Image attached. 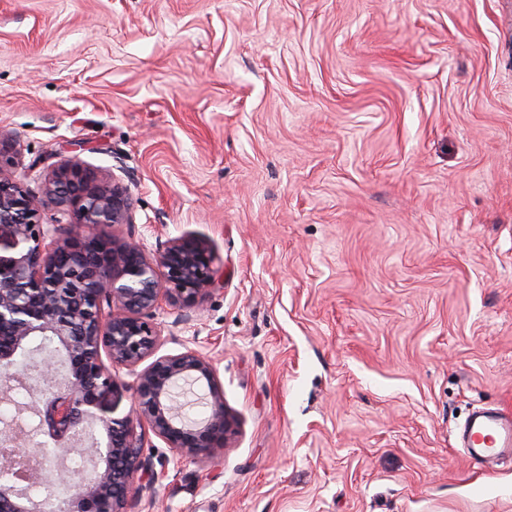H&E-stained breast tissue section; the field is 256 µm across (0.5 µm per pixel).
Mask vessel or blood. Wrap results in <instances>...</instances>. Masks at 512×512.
Listing matches in <instances>:
<instances>
[{"label": "vessel or blood", "mask_w": 512, "mask_h": 512, "mask_svg": "<svg viewBox=\"0 0 512 512\" xmlns=\"http://www.w3.org/2000/svg\"><path fill=\"white\" fill-rule=\"evenodd\" d=\"M462 441L469 456L480 459L512 449V416L496 409L473 412L463 427Z\"/></svg>", "instance_id": "b4317fda"}]
</instances>
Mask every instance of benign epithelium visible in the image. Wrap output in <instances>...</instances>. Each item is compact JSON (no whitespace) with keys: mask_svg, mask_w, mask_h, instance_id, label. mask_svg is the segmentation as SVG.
Segmentation results:
<instances>
[{"mask_svg":"<svg viewBox=\"0 0 512 512\" xmlns=\"http://www.w3.org/2000/svg\"><path fill=\"white\" fill-rule=\"evenodd\" d=\"M0 143V397L37 383L60 392L45 410L19 405L0 420V512H47V501L30 495L48 468L65 476L66 456L79 447L86 472L67 481L71 494L60 512H125L133 479L156 484L158 473L142 457L144 422L166 445L189 455H207L216 442L236 433L212 362L193 349L157 355L162 329L155 322L164 301L194 305L216 285L208 244L183 236L152 255L112 235L132 223L127 187L96 176L76 159L64 161L45 180L37 199L14 177ZM56 208L69 217L65 227L41 223V211ZM35 336L64 351L24 367ZM110 365H105L102 356ZM152 359L143 369L138 366ZM133 377L128 384L112 368ZM206 386L209 407L201 420L184 416L177 397ZM133 391L129 411L120 414L124 393ZM27 412L40 417L56 442L53 452L33 451L29 433L15 424ZM107 442L93 437L95 427Z\"/></svg>","mask_w":512,"mask_h":512,"instance_id":"1","label":"benign epithelium"}]
</instances>
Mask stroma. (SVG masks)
I'll list each match as a JSON object with an SVG mask.
<instances>
[{"mask_svg": "<svg viewBox=\"0 0 512 512\" xmlns=\"http://www.w3.org/2000/svg\"><path fill=\"white\" fill-rule=\"evenodd\" d=\"M0 143L126 186L113 233L219 278L160 354L217 370L211 457L143 430L126 512H512V0H0ZM463 447L468 455L485 458L512 449V416L497 409L473 412L462 431Z\"/></svg>", "mask_w": 512, "mask_h": 512, "instance_id": "obj_1", "label": "stroma"}]
</instances>
